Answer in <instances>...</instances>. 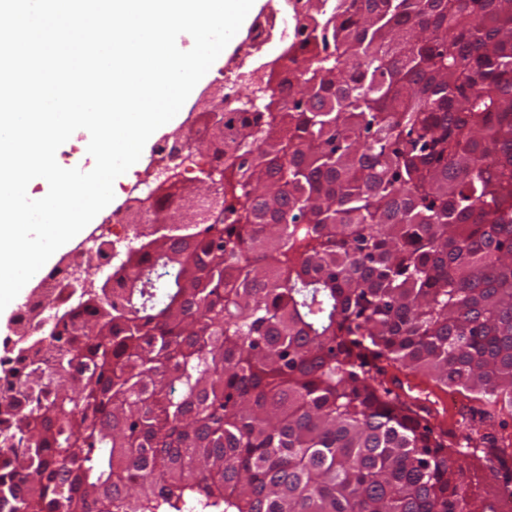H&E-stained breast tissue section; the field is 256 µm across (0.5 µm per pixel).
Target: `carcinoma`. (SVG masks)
<instances>
[{"instance_id":"carcinoma-1","label":"carcinoma","mask_w":512,"mask_h":512,"mask_svg":"<svg viewBox=\"0 0 512 512\" xmlns=\"http://www.w3.org/2000/svg\"><path fill=\"white\" fill-rule=\"evenodd\" d=\"M297 2L198 115L206 220L4 342L0 512H494L391 367L478 394L456 445L512 486V0Z\"/></svg>"}]
</instances>
